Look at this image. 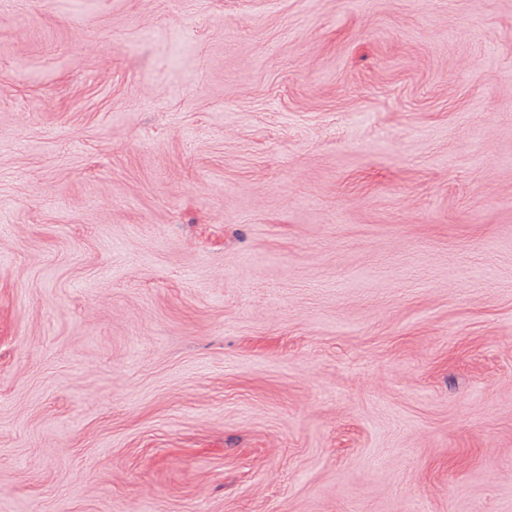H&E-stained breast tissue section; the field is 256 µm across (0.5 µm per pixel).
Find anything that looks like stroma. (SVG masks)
Returning <instances> with one entry per match:
<instances>
[{
    "label": "stroma",
    "instance_id": "obj_1",
    "mask_svg": "<svg viewBox=\"0 0 512 512\" xmlns=\"http://www.w3.org/2000/svg\"><path fill=\"white\" fill-rule=\"evenodd\" d=\"M0 0V512H512V0Z\"/></svg>",
    "mask_w": 512,
    "mask_h": 512
}]
</instances>
